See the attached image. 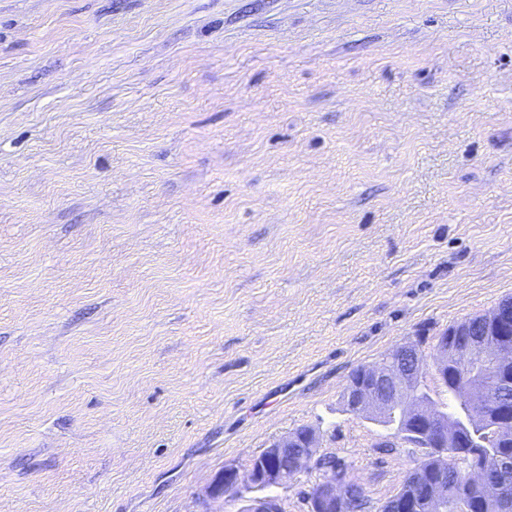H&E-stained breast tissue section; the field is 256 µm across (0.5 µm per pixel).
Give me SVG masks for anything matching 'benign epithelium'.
I'll use <instances>...</instances> for the list:
<instances>
[{
    "mask_svg": "<svg viewBox=\"0 0 512 512\" xmlns=\"http://www.w3.org/2000/svg\"><path fill=\"white\" fill-rule=\"evenodd\" d=\"M483 319L492 326L487 335L505 340V331L512 325V305H497ZM427 377L442 386L453 379L468 411L449 413L447 406L434 398ZM503 387L512 389V348L496 342L478 343L467 324L436 337L430 363L424 359L420 344L409 342L359 367L349 377L343 399L348 411L387 430L384 447L394 448L402 442L432 450L445 463L451 456L464 466L470 483L493 497L499 494L503 477L512 469V456L500 454L497 462L490 464L455 449L469 447L458 430L484 420L486 395ZM495 419L494 439L502 446L512 445V402L501 405ZM319 447V433L311 426L288 432L270 442L245 471L225 466L208 487L207 498L234 501L239 504L238 512H284L282 500L267 491L288 487L300 472L317 465ZM412 487L414 493L393 495L380 512H416L419 499L428 502L434 512H444L446 491L442 479L431 480L416 473ZM354 491L356 488L346 478H324L316 484V491L306 494L307 512H347Z\"/></svg>",
    "mask_w": 512,
    "mask_h": 512,
    "instance_id": "7a95c632",
    "label": "benign epithelium"
}]
</instances>
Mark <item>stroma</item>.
I'll list each match as a JSON object with an SVG mask.
<instances>
[{
	"mask_svg": "<svg viewBox=\"0 0 512 512\" xmlns=\"http://www.w3.org/2000/svg\"><path fill=\"white\" fill-rule=\"evenodd\" d=\"M512 297V0H0V512H212L351 372Z\"/></svg>",
	"mask_w": 512,
	"mask_h": 512,
	"instance_id": "35a3bbf8",
	"label": "stroma"
}]
</instances>
